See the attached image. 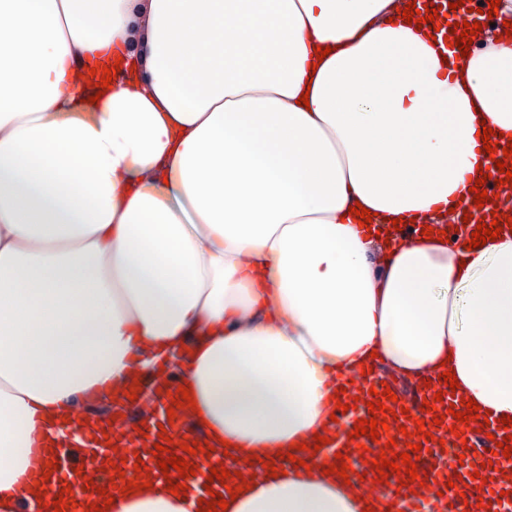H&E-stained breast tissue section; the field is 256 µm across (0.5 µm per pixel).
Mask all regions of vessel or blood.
Instances as JSON below:
<instances>
[{
    "mask_svg": "<svg viewBox=\"0 0 512 512\" xmlns=\"http://www.w3.org/2000/svg\"><path fill=\"white\" fill-rule=\"evenodd\" d=\"M155 374L140 377L136 399H128L126 394H118L117 404L112 407L110 425L96 421L91 409L74 410L68 424L80 434H107L111 449L108 453L113 462L119 463L126 477H135L136 472L129 463L141 458L147 474L156 477L161 470L154 455L155 445L160 434L171 439L169 448L172 455L182 456L186 444L205 443L206 437L196 425L188 408H173L171 394L185 383L184 371L172 372L165 358H158ZM337 386L343 387L341 404L347 405V412L338 414L333 425L334 433L330 443L321 451H306L308 460H319L322 453H341L348 458L363 460L365 478L360 483L362 492L374 497L380 484L373 465L381 450L392 448L395 453L407 450L408 443L422 445L423 452L417 460V473L422 481L421 488L405 484L400 490L391 492L388 508L392 512H416L422 496L436 497L438 512H498L499 494L512 490V485L493 479L495 466L501 465V457L495 456L497 442L503 441L507 432L498 420L489 425L469 424L463 437H456L451 428L456 420L450 416V405L458 403L459 396L447 387L444 380H433L431 385L414 387L407 393H399L398 403L403 413L388 417L389 429L378 438L364 435L352 438L351 433L359 420L368 418V404L373 391H384V384L376 383L373 376L356 378L340 373L336 377ZM437 399L438 412L442 423H434L430 412L424 411V401ZM422 417L424 435H417L414 419ZM81 469L84 476L100 483V491L85 492L75 490V505L68 512H87L89 505H103L105 496H119V489L113 488L109 476L103 475L96 467L95 457L86 454L84 449L74 448L70 453L62 450L47 451L37 449L30 458V465L24 477L27 490H34L43 474H51L54 484L69 482L74 469Z\"/></svg>",
    "mask_w": 512,
    "mask_h": 512,
    "instance_id": "b4317fda",
    "label": "vessel or blood"
}]
</instances>
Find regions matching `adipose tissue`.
<instances>
[{
    "mask_svg": "<svg viewBox=\"0 0 512 512\" xmlns=\"http://www.w3.org/2000/svg\"><path fill=\"white\" fill-rule=\"evenodd\" d=\"M404 7L0 0V512L32 445L155 352L190 350L195 420L240 461L326 431L337 371L373 362L512 418V233L421 234L490 171L484 128L512 135V0L465 57ZM249 484L227 512L367 507L319 464ZM167 487L115 512H197Z\"/></svg>",
    "mask_w": 512,
    "mask_h": 512,
    "instance_id": "1",
    "label": "adipose tissue"
}]
</instances>
